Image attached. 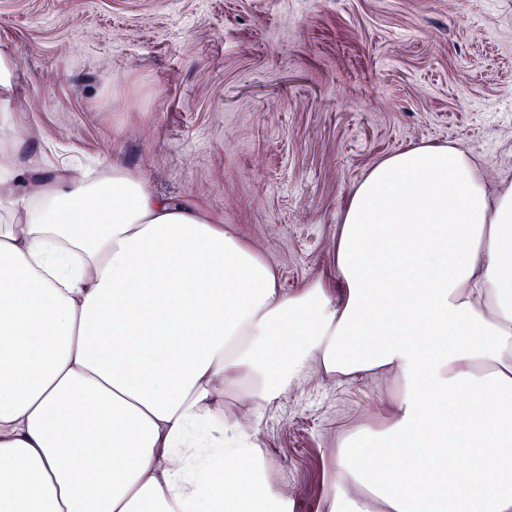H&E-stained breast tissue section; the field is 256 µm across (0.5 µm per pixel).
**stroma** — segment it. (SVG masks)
I'll return each mask as SVG.
<instances>
[{
	"label": "stroma",
	"instance_id": "stroma-1",
	"mask_svg": "<svg viewBox=\"0 0 512 512\" xmlns=\"http://www.w3.org/2000/svg\"><path fill=\"white\" fill-rule=\"evenodd\" d=\"M21 150L144 171L235 227L285 292L334 275L369 169L453 143L512 181V0H0ZM393 377L285 390L259 424L272 482L320 512L337 432L381 428Z\"/></svg>",
	"mask_w": 512,
	"mask_h": 512
}]
</instances>
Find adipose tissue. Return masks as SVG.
I'll use <instances>...</instances> for the list:
<instances>
[{
    "instance_id": "obj_1",
    "label": "adipose tissue",
    "mask_w": 512,
    "mask_h": 512,
    "mask_svg": "<svg viewBox=\"0 0 512 512\" xmlns=\"http://www.w3.org/2000/svg\"><path fill=\"white\" fill-rule=\"evenodd\" d=\"M336 276L283 293L145 174L0 149V512H292L260 420L297 381L365 374L405 394L340 436L323 512H512V181L453 145L382 159Z\"/></svg>"
}]
</instances>
